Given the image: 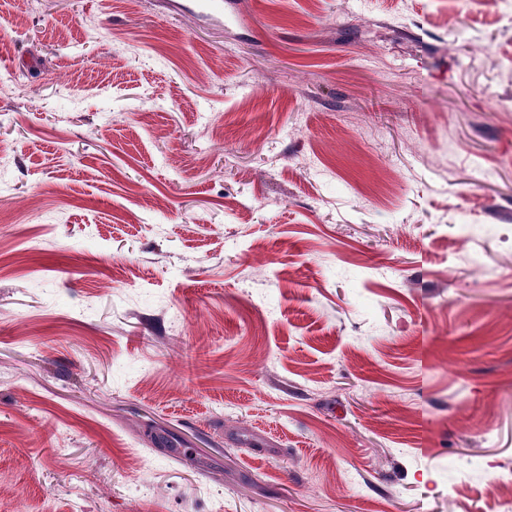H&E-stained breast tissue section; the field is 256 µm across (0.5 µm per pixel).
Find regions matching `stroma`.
I'll list each match as a JSON object with an SVG mask.
<instances>
[{
    "label": "stroma",
    "instance_id": "obj_1",
    "mask_svg": "<svg viewBox=\"0 0 512 512\" xmlns=\"http://www.w3.org/2000/svg\"><path fill=\"white\" fill-rule=\"evenodd\" d=\"M512 0H0V512H500Z\"/></svg>",
    "mask_w": 512,
    "mask_h": 512
}]
</instances>
